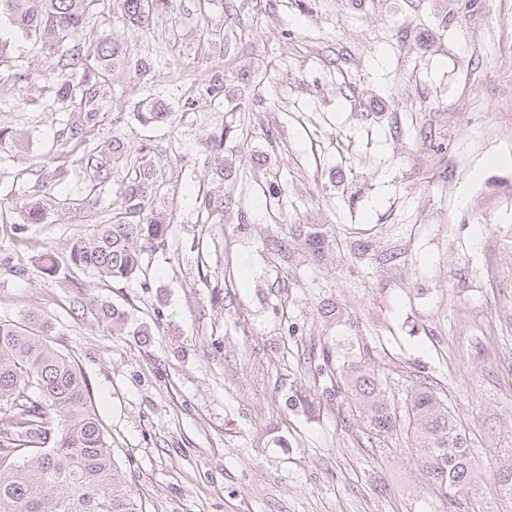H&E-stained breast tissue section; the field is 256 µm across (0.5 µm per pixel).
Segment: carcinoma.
I'll return each instance as SVG.
<instances>
[{
    "mask_svg": "<svg viewBox=\"0 0 512 512\" xmlns=\"http://www.w3.org/2000/svg\"><path fill=\"white\" fill-rule=\"evenodd\" d=\"M97 0H0V16L46 50L56 99L73 112L70 138L81 140L96 125L90 103L117 69L144 75L151 62L126 61L105 37L92 6ZM160 0H120L123 16L150 29ZM0 67L22 77L9 44L0 42ZM165 174L155 168L151 145L142 142L122 177L118 206L88 239L72 243L67 263L101 281L144 278V253L167 243L171 219L153 212L152 196ZM107 327L123 323L115 308H99ZM49 326L31 313L0 319V512H143L127 475L112 458L92 404L87 380L75 361L47 340ZM339 392L367 424L372 438L386 440L397 428L432 491L454 506L472 495L480 474L471 439L432 388L407 394L403 406L381 397V382L358 360L340 375ZM512 496V457L497 473Z\"/></svg>",
    "mask_w": 512,
    "mask_h": 512,
    "instance_id": "obj_1",
    "label": "carcinoma"
}]
</instances>
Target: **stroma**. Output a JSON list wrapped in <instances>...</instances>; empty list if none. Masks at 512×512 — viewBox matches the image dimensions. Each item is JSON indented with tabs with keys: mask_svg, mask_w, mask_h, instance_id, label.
Returning <instances> with one entry per match:
<instances>
[{
	"mask_svg": "<svg viewBox=\"0 0 512 512\" xmlns=\"http://www.w3.org/2000/svg\"><path fill=\"white\" fill-rule=\"evenodd\" d=\"M96 20L152 71L114 73L73 148L44 53L0 18L27 75L0 78V127L24 138L0 151V318L51 322L143 512H448L404 430L368 440L326 356L366 361L398 405L430 384L482 472L461 512H512V0H171L147 31L105 0ZM244 73L261 83L241 104L201 96ZM142 142L172 218L146 278L44 275L46 250L111 215ZM97 162L111 176L89 193Z\"/></svg>",
	"mask_w": 512,
	"mask_h": 512,
	"instance_id": "35a3bbf8",
	"label": "stroma"
}]
</instances>
